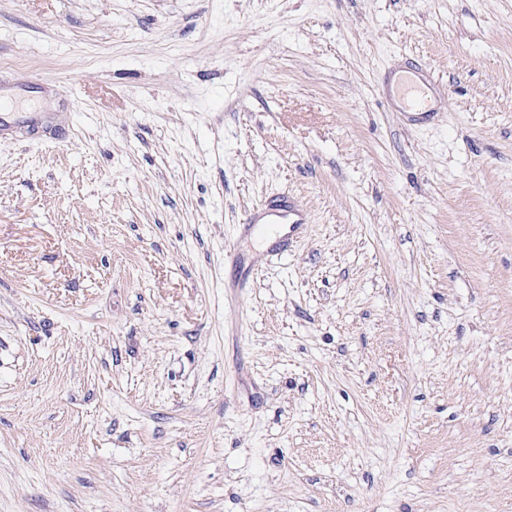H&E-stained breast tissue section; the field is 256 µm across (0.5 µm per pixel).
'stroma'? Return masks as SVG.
<instances>
[{
	"label": "stroma",
	"instance_id": "1",
	"mask_svg": "<svg viewBox=\"0 0 512 512\" xmlns=\"http://www.w3.org/2000/svg\"><path fill=\"white\" fill-rule=\"evenodd\" d=\"M0 87V512H512V0H0ZM393 107L410 121L434 116L437 104L436 90L430 80L417 70L395 68L389 71L383 83ZM243 223L244 235L268 240V250L275 256H282L287 251L282 247L301 234L308 224V216L291 194L281 192L250 210Z\"/></svg>",
	"mask_w": 512,
	"mask_h": 512
}]
</instances>
